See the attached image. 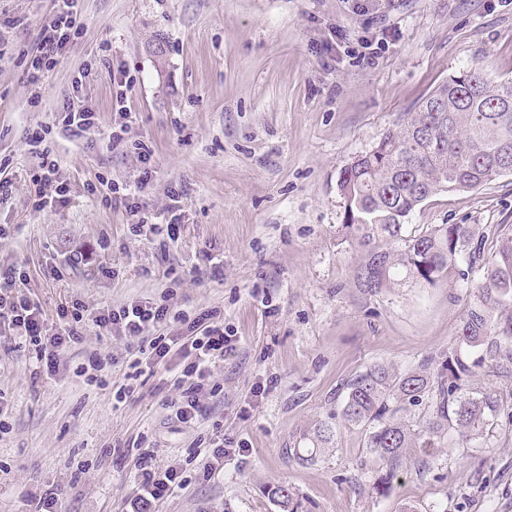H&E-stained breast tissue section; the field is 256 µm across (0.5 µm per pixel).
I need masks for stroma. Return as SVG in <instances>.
<instances>
[{
  "label": "stroma",
  "instance_id": "obj_1",
  "mask_svg": "<svg viewBox=\"0 0 512 512\" xmlns=\"http://www.w3.org/2000/svg\"><path fill=\"white\" fill-rule=\"evenodd\" d=\"M53 9L0 0V161L13 181L0 195L10 227L0 260L21 266L48 324L76 300L116 308L170 289L175 310L218 309L236 351L213 363L212 412L189 426L164 406L179 395L178 357L137 364V341L92 328L47 379L33 351L0 333V512H33L48 491L60 512H126L137 439L186 479L159 512H281L268 494L276 485L294 512H512V370L492 369L455 336L493 245L436 285L364 292L354 273L365 250L343 226L338 187L355 157L449 77L512 79V0H80L81 32L34 107L27 53ZM67 102L98 112L100 133L58 128ZM118 119L123 149L108 138ZM41 132L69 193L38 212L27 142ZM145 169L147 211L163 216L169 192L181 196L177 240L134 236L131 216L97 185H131ZM434 224L512 235V174L430 198L404 233ZM209 255L223 274L211 275ZM455 350L474 365L464 396L489 397L493 415L472 441L446 428L431 454L380 459L367 446L372 424L341 416L348 383L378 365L437 374ZM94 354L107 365L89 381L81 372ZM123 384L134 391L119 402ZM318 422L331 440L301 460ZM219 440L224 469L204 474Z\"/></svg>",
  "mask_w": 512,
  "mask_h": 512
}]
</instances>
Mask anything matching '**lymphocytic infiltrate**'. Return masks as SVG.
Masks as SVG:
<instances>
[{
    "label": "lymphocytic infiltrate",
    "instance_id": "obj_1",
    "mask_svg": "<svg viewBox=\"0 0 512 512\" xmlns=\"http://www.w3.org/2000/svg\"><path fill=\"white\" fill-rule=\"evenodd\" d=\"M55 13L39 27L37 43L26 72L31 104H38L40 88L63 61L68 43L77 37L81 26L77 0H57ZM31 152L37 162L29 173L34 187V210L43 211L65 204L68 189L59 179L58 158L50 147L33 142ZM26 275L16 265H0V320L25 346L33 348L47 374L55 376L64 370L65 352L83 342L87 325H94L110 335L124 336L148 344L151 361L160 362L178 355L183 367L174 384L180 395L169 406L174 418L195 425L210 414L207 402L211 384V365L230 356L235 347L224 334V325L215 310H204L194 316L185 336L166 337L161 328L167 324L172 309L168 297L157 300H133L116 309L89 310L81 302H73L63 310L58 329H50L37 303L23 291ZM153 453L142 450L138 456L135 492L129 504L132 512H156L160 502L183 482L176 468L153 465Z\"/></svg>",
    "mask_w": 512,
    "mask_h": 512
}]
</instances>
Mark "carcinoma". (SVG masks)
Returning <instances> with one entry per match:
<instances>
[{
	"instance_id": "obj_1",
	"label": "carcinoma",
	"mask_w": 512,
	"mask_h": 512,
	"mask_svg": "<svg viewBox=\"0 0 512 512\" xmlns=\"http://www.w3.org/2000/svg\"><path fill=\"white\" fill-rule=\"evenodd\" d=\"M510 173L512 80L492 82L471 69L438 85L397 130L340 173L344 226L361 233L368 248L355 273L357 287L373 292L401 277L435 284L471 248L472 225L436 224L405 238L404 219L435 195L478 189ZM370 226L385 234L389 248L370 247ZM457 336L468 348L486 347L498 369L512 364V350L501 345V339L512 338V236L501 238ZM471 375V366L457 352L448 355V374L438 377L425 366L402 374L378 366L350 384L342 414L354 424L376 423L369 448L396 463L416 433L386 417L388 402L415 405L431 396L436 399V418L423 431L437 430L445 422L467 442L495 411L487 398L461 399L462 377ZM329 439L330 429L323 422L307 434L314 449Z\"/></svg>"
}]
</instances>
